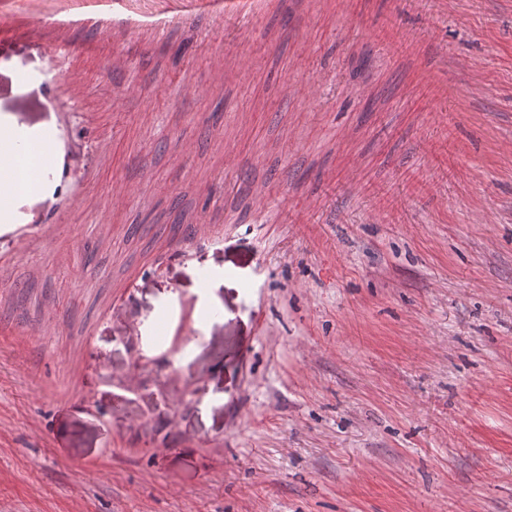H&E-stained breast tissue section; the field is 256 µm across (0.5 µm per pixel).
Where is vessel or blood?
Masks as SVG:
<instances>
[{
	"instance_id": "vessel-or-blood-1",
	"label": "vessel or blood",
	"mask_w": 512,
	"mask_h": 512,
	"mask_svg": "<svg viewBox=\"0 0 512 512\" xmlns=\"http://www.w3.org/2000/svg\"><path fill=\"white\" fill-rule=\"evenodd\" d=\"M106 4L115 18H123L132 10L133 0H33L35 19L44 15L77 17ZM268 0H151V13L180 21L197 14L210 15L220 30L232 28L242 18L261 16Z\"/></svg>"
}]
</instances>
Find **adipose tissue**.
<instances>
[{"instance_id": "adipose-tissue-1", "label": "adipose tissue", "mask_w": 512, "mask_h": 512, "mask_svg": "<svg viewBox=\"0 0 512 512\" xmlns=\"http://www.w3.org/2000/svg\"><path fill=\"white\" fill-rule=\"evenodd\" d=\"M55 157L51 129L0 119V226L10 227L20 201L47 190Z\"/></svg>"}]
</instances>
